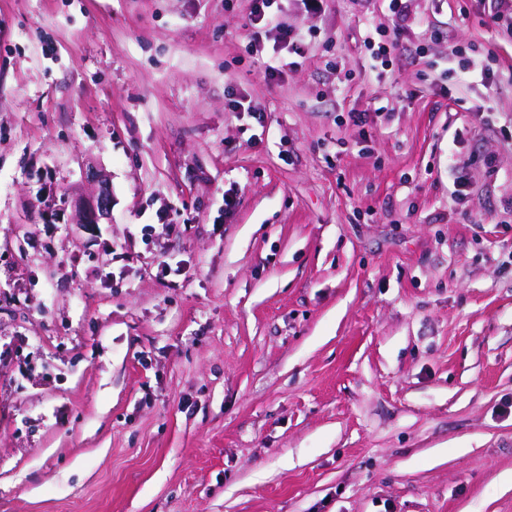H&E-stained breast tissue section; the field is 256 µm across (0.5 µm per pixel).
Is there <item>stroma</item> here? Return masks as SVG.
<instances>
[{
    "instance_id": "stroma-1",
    "label": "stroma",
    "mask_w": 512,
    "mask_h": 512,
    "mask_svg": "<svg viewBox=\"0 0 512 512\" xmlns=\"http://www.w3.org/2000/svg\"><path fill=\"white\" fill-rule=\"evenodd\" d=\"M250 7L0 0V512H512V35ZM253 8L250 13L251 26L256 27L261 23L267 24L274 15L282 11V0H253ZM275 7V10H274ZM111 202L109 188L107 184L101 180L96 201L86 205L81 203L77 205L79 224H98L101 218H106L109 215Z\"/></svg>"
}]
</instances>
